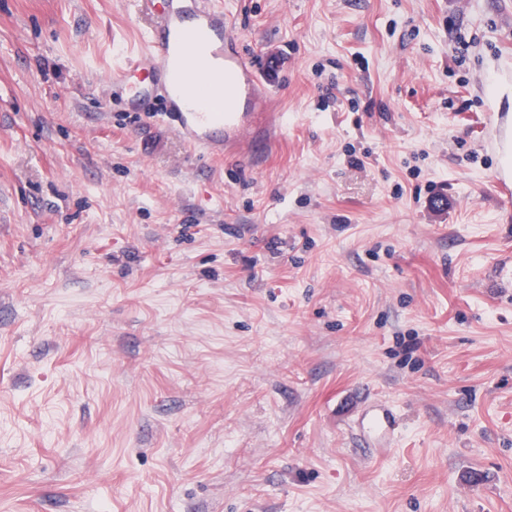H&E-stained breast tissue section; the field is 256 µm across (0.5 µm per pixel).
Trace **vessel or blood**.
<instances>
[{"label":"vessel or blood","instance_id":"1","mask_svg":"<svg viewBox=\"0 0 512 512\" xmlns=\"http://www.w3.org/2000/svg\"><path fill=\"white\" fill-rule=\"evenodd\" d=\"M230 32L231 18L223 8L212 0H187L159 16L145 49H120L115 75L125 79L146 71L148 82L138 87V98L148 99L162 91L169 109L178 114L177 131L190 147L209 154L233 152L251 161L257 142L270 141L284 120L276 112L256 111L264 97L263 83L254 64L232 50ZM196 45L207 48L208 60L220 63L214 80L224 92L223 111L184 96L196 80L198 64L191 55ZM244 103L249 106L245 112L240 109ZM494 145L507 160L495 172V180L506 194L512 192V122H498ZM356 427L365 445L382 454L390 448L398 423L392 409L377 404L358 416Z\"/></svg>","mask_w":512,"mask_h":512}]
</instances>
